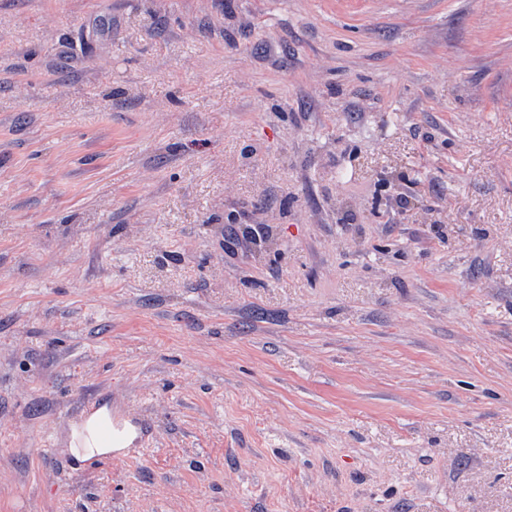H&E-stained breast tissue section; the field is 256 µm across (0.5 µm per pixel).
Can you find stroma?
Segmentation results:
<instances>
[{"instance_id":"35a3bbf8","label":"stroma","mask_w":512,"mask_h":512,"mask_svg":"<svg viewBox=\"0 0 512 512\" xmlns=\"http://www.w3.org/2000/svg\"><path fill=\"white\" fill-rule=\"evenodd\" d=\"M0 512H512V0H0ZM84 430L92 431L96 448H70L75 461L82 466L84 463L100 462L111 451L112 462L121 464L141 453L143 448L149 445V440L146 434L143 435V429L138 420L113 415L106 406L85 419L79 432L75 429L73 435L77 437ZM127 435L132 436L129 444L117 443Z\"/></svg>"}]
</instances>
